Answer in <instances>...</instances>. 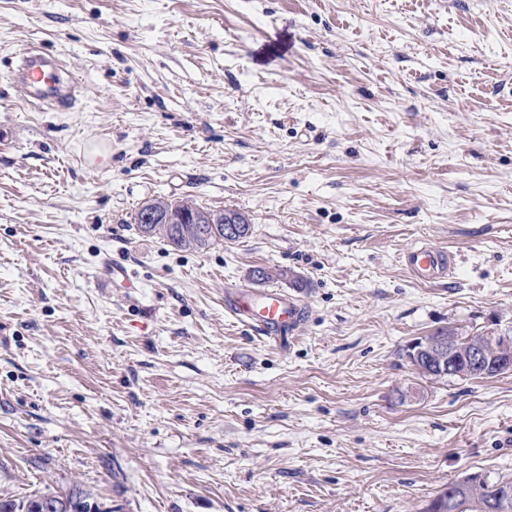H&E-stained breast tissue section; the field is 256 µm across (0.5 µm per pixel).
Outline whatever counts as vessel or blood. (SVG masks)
<instances>
[{"mask_svg":"<svg viewBox=\"0 0 512 512\" xmlns=\"http://www.w3.org/2000/svg\"><path fill=\"white\" fill-rule=\"evenodd\" d=\"M17 74L25 87L23 101L26 105H62L72 96L61 78L51 72L49 62L39 49L31 47L23 52ZM404 259L412 277L420 282L444 278L455 261L451 252L431 246L411 248ZM224 307L238 322L268 342L293 333L305 316L301 300L277 288L228 291Z\"/></svg>","mask_w":512,"mask_h":512,"instance_id":"1","label":"vessel or blood"}]
</instances>
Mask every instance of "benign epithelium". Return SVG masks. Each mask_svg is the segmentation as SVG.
Wrapping results in <instances>:
<instances>
[{
  "label": "benign epithelium",
  "mask_w": 512,
  "mask_h": 512,
  "mask_svg": "<svg viewBox=\"0 0 512 512\" xmlns=\"http://www.w3.org/2000/svg\"><path fill=\"white\" fill-rule=\"evenodd\" d=\"M141 224H224V234L235 237L242 230L237 214L225 212L216 215L197 213L189 202L177 205H162L149 202L140 212ZM493 343L488 350L480 340H468L465 347L459 346V337L444 335L441 330L425 336H417L406 345L413 368L423 373L432 366L435 374L448 377L480 379L512 372V328L498 327L486 330ZM470 483L459 482L448 489L447 497L435 503L438 512H466L469 508ZM16 512H70L66 498L50 496L6 507ZM480 512H512V486H505L496 498L480 504Z\"/></svg>",
  "instance_id": "1"
}]
</instances>
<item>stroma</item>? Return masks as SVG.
Listing matches in <instances>:
<instances>
[{
	"label": "stroma",
	"mask_w": 512,
	"mask_h": 512,
	"mask_svg": "<svg viewBox=\"0 0 512 512\" xmlns=\"http://www.w3.org/2000/svg\"><path fill=\"white\" fill-rule=\"evenodd\" d=\"M29 46L77 79L69 107L22 104ZM185 197L250 235L138 232L142 203ZM416 245L456 252L449 277L413 279ZM255 268L307 308L279 347L224 310ZM493 319L512 326V0H0V496L425 512L512 478V373L429 380L402 350Z\"/></svg>",
	"instance_id": "stroma-1"
}]
</instances>
